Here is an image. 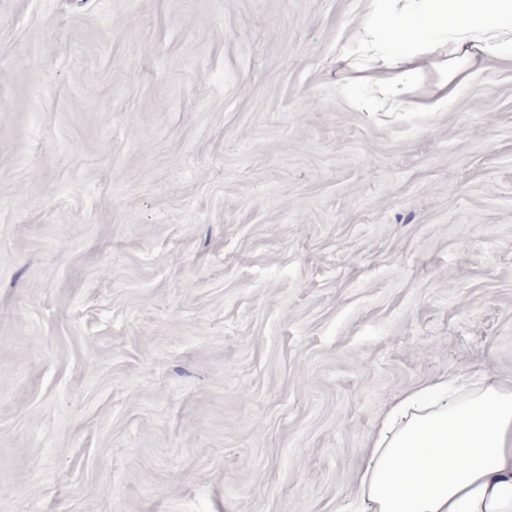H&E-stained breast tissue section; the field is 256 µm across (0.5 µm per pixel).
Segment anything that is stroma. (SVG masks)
I'll list each match as a JSON object with an SVG mask.
<instances>
[{"label":"stroma","mask_w":512,"mask_h":512,"mask_svg":"<svg viewBox=\"0 0 512 512\" xmlns=\"http://www.w3.org/2000/svg\"><path fill=\"white\" fill-rule=\"evenodd\" d=\"M364 0H0V512H351L404 390L512 377V69L344 88Z\"/></svg>","instance_id":"35a3bbf8"}]
</instances>
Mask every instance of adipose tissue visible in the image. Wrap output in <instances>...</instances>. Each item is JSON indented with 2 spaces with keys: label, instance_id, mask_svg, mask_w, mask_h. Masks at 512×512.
Masks as SVG:
<instances>
[{
  "label": "adipose tissue",
  "instance_id": "ef3b65f1",
  "mask_svg": "<svg viewBox=\"0 0 512 512\" xmlns=\"http://www.w3.org/2000/svg\"><path fill=\"white\" fill-rule=\"evenodd\" d=\"M362 81L422 112L449 107L492 62L512 63V0H366ZM363 512H512V380L476 368L397 395L355 475Z\"/></svg>",
  "mask_w": 512,
  "mask_h": 512
}]
</instances>
